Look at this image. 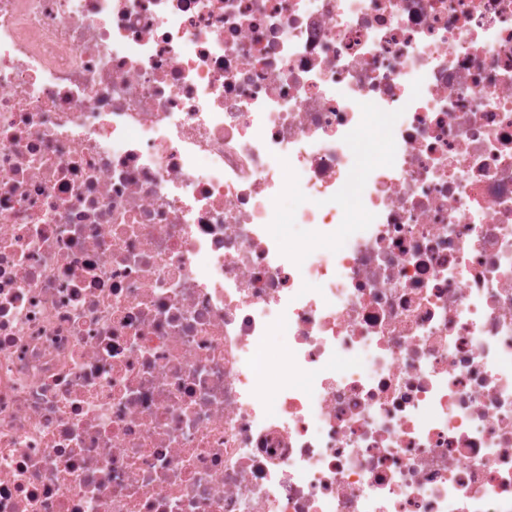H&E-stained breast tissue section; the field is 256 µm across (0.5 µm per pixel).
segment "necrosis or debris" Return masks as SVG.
<instances>
[{
  "label": "necrosis or debris",
  "mask_w": 512,
  "mask_h": 512,
  "mask_svg": "<svg viewBox=\"0 0 512 512\" xmlns=\"http://www.w3.org/2000/svg\"><path fill=\"white\" fill-rule=\"evenodd\" d=\"M0 512H512V0H0Z\"/></svg>",
  "instance_id": "4bbe7bcc"
}]
</instances>
